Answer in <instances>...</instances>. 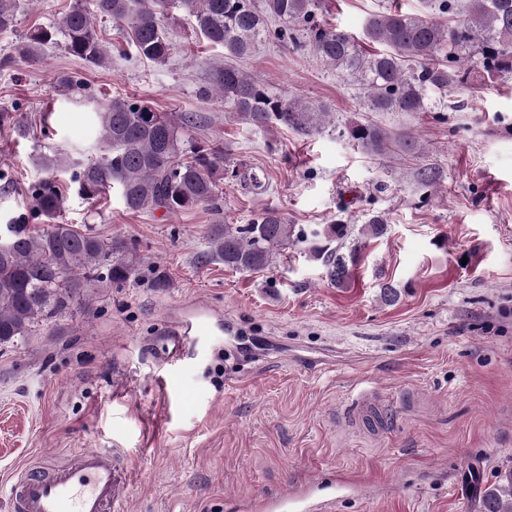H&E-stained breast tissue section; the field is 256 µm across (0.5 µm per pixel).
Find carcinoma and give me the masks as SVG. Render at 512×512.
Wrapping results in <instances>:
<instances>
[{
  "label": "carcinoma",
  "instance_id": "carcinoma-1",
  "mask_svg": "<svg viewBox=\"0 0 512 512\" xmlns=\"http://www.w3.org/2000/svg\"><path fill=\"white\" fill-rule=\"evenodd\" d=\"M439 13L451 16L441 23L422 15L383 11L365 24V40L385 50L369 53L347 31L321 21L324 0H74L58 26L35 27L14 44V55L40 59L44 46L62 34L67 52L103 67L109 51L95 28L107 17L141 60L163 64L172 44L167 23L172 9L192 16L201 35L224 48L225 57L249 56L260 42L274 41L307 47L323 63L350 77L363 92L370 112H425L428 93L483 88L512 74V0H469L465 17L454 19L455 0H434ZM18 0H0V31L15 27ZM214 90L224 104L247 123L271 124L301 134L321 129L329 113L299 99L271 91L233 64L211 73ZM58 91L82 97L83 85L73 76L57 79ZM102 153L86 160L57 153L41 155L36 165L47 174L32 193L35 212L58 216L62 193L53 181L68 162L77 168L78 193L87 200L116 186L124 207L133 213L163 210L169 214L216 200L224 177L256 183V175L230 168V147L203 145L187 149L185 126L149 101L112 98L95 104ZM349 137L380 154L391 138L380 126L354 123ZM386 219L368 218L363 236H379ZM8 239L0 248V346L16 345L32 328L70 307L93 283L122 282L132 267L112 255L125 250L108 242L89 226L51 224L35 230L23 222L7 225ZM350 229L343 222L325 224L307 234L294 233L279 210L263 208L244 225L214 224L208 231L210 252L231 270L263 272L278 255L298 245L326 263L331 282L349 280L345 257L339 254ZM483 512H512V467L502 469L482 491Z\"/></svg>",
  "mask_w": 512,
  "mask_h": 512
}]
</instances>
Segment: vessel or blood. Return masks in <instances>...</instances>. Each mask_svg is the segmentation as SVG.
Returning a JSON list of instances; mask_svg holds the SVG:
<instances>
[{
	"label": "vessel or blood",
	"mask_w": 512,
	"mask_h": 512,
	"mask_svg": "<svg viewBox=\"0 0 512 512\" xmlns=\"http://www.w3.org/2000/svg\"><path fill=\"white\" fill-rule=\"evenodd\" d=\"M131 475L113 451L82 449L76 460L58 466L52 457L17 472L11 483L13 512H116ZM332 499L283 494L268 500L267 512H331Z\"/></svg>",
	"instance_id": "1"
}]
</instances>
